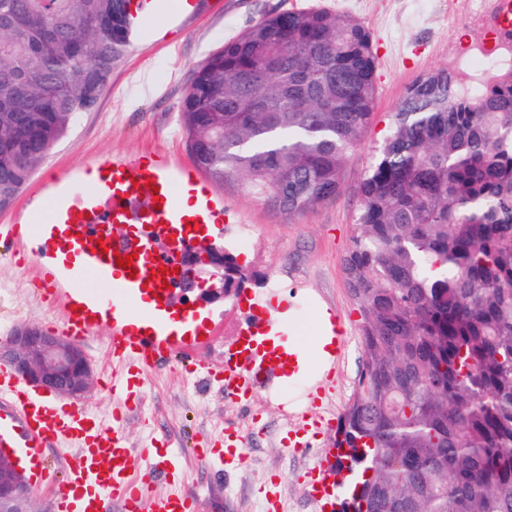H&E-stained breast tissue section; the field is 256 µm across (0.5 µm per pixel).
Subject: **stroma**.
<instances>
[{
	"mask_svg": "<svg viewBox=\"0 0 512 512\" xmlns=\"http://www.w3.org/2000/svg\"><path fill=\"white\" fill-rule=\"evenodd\" d=\"M315 3L363 22L371 32L377 56L375 121L350 157L336 199L303 216L291 219L274 213L262 199L223 186L225 224L217 242L228 246L253 278L237 296L209 304L208 317L217 334L204 356L222 362L240 330L251 323L274 328L284 341L313 336L324 310L335 312L346 338L323 375L303 371L290 380L275 379L248 405L225 397L218 385L193 381L175 366H159L141 404L124 413L122 429L131 451H138L150 437L186 449L182 483L186 492L203 501L206 512H268L266 492L273 482L282 489L280 512H322L321 501L310 492L311 471L331 458L333 426L356 394L363 361L358 315L342 270L355 222L358 184L409 84L438 69H458L462 48L497 28L500 0H480L474 11L456 20L448 17V0H199L186 13L137 29L128 56L113 71L95 109L82 114L10 210L0 213L1 225L24 210L46 206L40 186L90 155L105 158L162 150L190 162L178 112L198 65L266 15ZM244 224L251 228L245 244L239 238ZM40 293L34 275L15 264L11 242L0 238V340L20 323L60 331L59 318ZM284 307L292 310L286 319L279 316ZM83 348L94 380L82 402L111 414L107 331H92ZM305 412L324 415L330 429L308 436L306 448H284L283 437L297 428ZM224 430L247 434V470L220 472L192 454L194 443Z\"/></svg>",
	"mask_w": 512,
	"mask_h": 512,
	"instance_id": "1",
	"label": "stroma"
}]
</instances>
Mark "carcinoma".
Instances as JSON below:
<instances>
[{
    "label": "carcinoma",
    "instance_id": "1",
    "mask_svg": "<svg viewBox=\"0 0 512 512\" xmlns=\"http://www.w3.org/2000/svg\"><path fill=\"white\" fill-rule=\"evenodd\" d=\"M134 0H0V209L129 54ZM360 21L271 14L197 67L195 165L288 217L340 193L375 116ZM343 258L363 369L333 440L336 512H512V67L414 81L357 188ZM254 278L224 250L229 298Z\"/></svg>",
    "mask_w": 512,
    "mask_h": 512
}]
</instances>
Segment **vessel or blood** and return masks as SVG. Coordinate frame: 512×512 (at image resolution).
I'll return each mask as SVG.
<instances>
[{
	"mask_svg": "<svg viewBox=\"0 0 512 512\" xmlns=\"http://www.w3.org/2000/svg\"><path fill=\"white\" fill-rule=\"evenodd\" d=\"M50 194L51 209L1 225L0 236L19 246L32 237L42 241L43 252L26 264L60 313L65 336L81 341L91 330L108 329V350L120 369L111 387L117 408L104 423L87 405L55 401L0 366V450L17 459L31 488L54 489V512H101L106 494L124 512H140L145 503L151 512H203L179 483L152 493L155 477L179 469V458L155 445L131 454L120 423L122 409L134 407L164 362L223 382L240 402L251 401L271 373L292 377L301 369L297 354L251 326L241 330L223 365L213 366L198 355L212 335L204 308L172 303L171 284L186 268L189 250L224 230V197L206 175L160 152L95 159L55 180ZM121 255L132 256V269L118 266ZM325 425L324 417L305 416L288 446L303 448L305 436ZM51 440L78 448L62 480L41 454ZM244 446V435L227 434L206 440L197 455L218 469L241 471L248 464ZM339 480L329 467L316 466L314 497L333 496Z\"/></svg>",
	"mask_w": 512,
	"mask_h": 512,
	"instance_id": "vessel-or-blood-1",
	"label": "vessel or blood"
}]
</instances>
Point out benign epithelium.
I'll use <instances>...</instances> for the list:
<instances>
[{
	"instance_id": "1",
	"label": "benign epithelium",
	"mask_w": 512,
	"mask_h": 512,
	"mask_svg": "<svg viewBox=\"0 0 512 512\" xmlns=\"http://www.w3.org/2000/svg\"><path fill=\"white\" fill-rule=\"evenodd\" d=\"M189 271L174 288L188 302L224 296V249L207 244L189 257ZM4 363L36 388L60 397L81 398L91 387L93 372L84 349L66 337L34 324H18L0 343ZM0 512H36L23 473L11 457L0 459Z\"/></svg>"
}]
</instances>
